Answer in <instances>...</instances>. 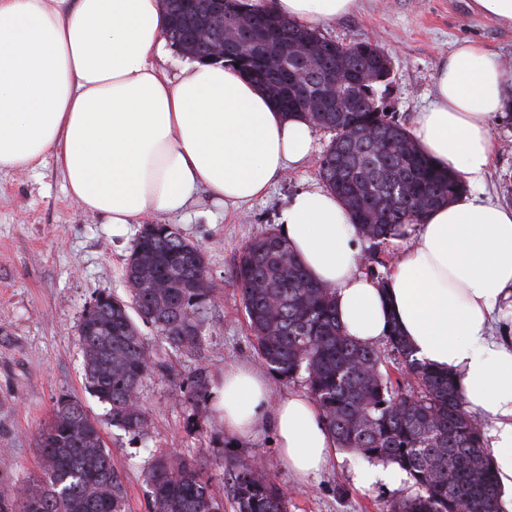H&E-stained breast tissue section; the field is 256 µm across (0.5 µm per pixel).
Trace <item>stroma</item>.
Instances as JSON below:
<instances>
[{
  "mask_svg": "<svg viewBox=\"0 0 512 512\" xmlns=\"http://www.w3.org/2000/svg\"><path fill=\"white\" fill-rule=\"evenodd\" d=\"M469 0H361L359 9L322 29L343 45L377 41L392 62L387 109L404 127L434 99L439 67L457 42H478L512 62V29L474 16ZM494 163L481 187L485 195L512 205V110L494 120ZM330 134L315 135L306 163L286 171L266 198L232 211L201 194L181 215L153 216L173 223L205 251L209 277L221 290L208 313L201 349L175 350L158 338L150 348L158 364L141 386L152 423L148 437L107 424L108 407L84 385L79 324L98 293L126 297V258L137 238L136 224L112 228L82 211L66 195L53 159L25 172H0V495L9 496L39 472L37 435L59 398L79 400L101 421L104 441L127 493L126 512H150L145 473L154 458L170 452L192 458L212 479L216 496L233 512L232 485L221 463L257 461L288 492V512H383L387 502L413 494L410 482L383 481L363 488L354 482L361 456L333 450L328 466L302 482L282 465L271 430L235 442L213 398L230 362L257 364L252 333L235 286L245 242L278 227L288 197L320 182L319 168ZM206 369L210 398L189 404L188 385Z\"/></svg>",
  "mask_w": 512,
  "mask_h": 512,
  "instance_id": "1",
  "label": "stroma"
}]
</instances>
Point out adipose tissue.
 <instances>
[{
    "label": "adipose tissue",
    "mask_w": 512,
    "mask_h": 512,
    "mask_svg": "<svg viewBox=\"0 0 512 512\" xmlns=\"http://www.w3.org/2000/svg\"><path fill=\"white\" fill-rule=\"evenodd\" d=\"M357 5L249 0L317 29ZM165 25L161 0H0V171L53 158L70 199L122 227L181 214L204 190L229 208L260 199L309 158L308 123L285 118L237 70L192 61L164 72ZM511 108L512 67L457 44L411 134L471 190L407 227L385 282L361 270L360 233L326 188L299 189L279 216L294 255L333 291L346 335L374 345L397 322L419 359L456 377L467 411L492 422L500 512H512V337L491 329L512 303V207L472 188L493 162L492 119ZM216 398L226 434L270 428L299 479L327 466L336 441L309 397L272 401L265 375L231 364Z\"/></svg>",
    "instance_id": "ef3b65f1"
}]
</instances>
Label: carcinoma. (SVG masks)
Instances as JSON below:
<instances>
[{"instance_id": "obj_1", "label": "carcinoma", "mask_w": 512, "mask_h": 512, "mask_svg": "<svg viewBox=\"0 0 512 512\" xmlns=\"http://www.w3.org/2000/svg\"><path fill=\"white\" fill-rule=\"evenodd\" d=\"M180 26L176 42L204 14L183 15L179 0H165ZM224 11L238 14L245 28L272 21L285 41L316 42L321 33L282 16L246 10L241 0H224ZM349 55L322 48L319 69L352 70L366 79L339 86L321 112H302L294 86L261 81L253 62L230 58L267 95L288 100L291 115L305 118L315 131L333 134L320 163L325 186L347 207L352 223L378 247L419 224L434 207L461 194L463 181L424 155L405 127L378 105V87L390 70L377 46L364 41ZM376 130L369 145L358 137ZM126 299L98 295L83 317L96 326L80 334L86 388L109 406L112 426L146 436L150 424L140 400L144 378L154 371L149 343L139 323L152 327L173 349H199L205 315L218 289L209 280L203 248L173 224H144L125 262ZM161 281L154 288L151 281ZM236 283L261 364L282 381L305 375L313 400L337 447L370 462L395 463L415 493L386 505V512H499L497 481L483 442L484 424L464 406L456 378L415 356L392 325L381 351L345 336L336 319L331 289L313 281L284 236L269 231L247 242L236 265ZM190 312L199 320L188 319ZM208 374L200 369L190 382L188 400L209 396ZM40 474L13 496L0 497V512H125V489L112 453L98 432V420L71 399L58 401L48 427L38 436ZM235 512H287L288 492L262 471L242 463L232 468ZM150 512H224L210 478L186 457L156 458L146 473Z\"/></svg>"}]
</instances>
